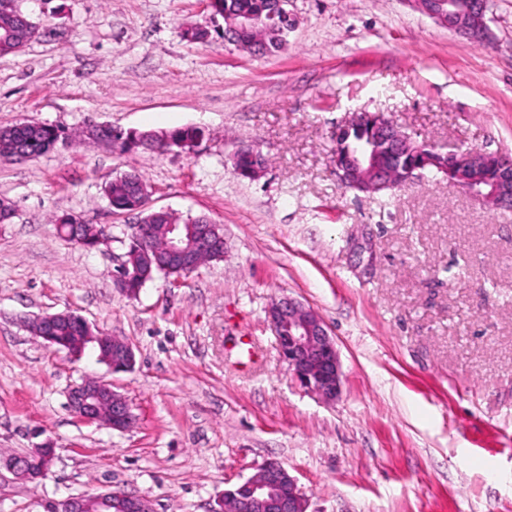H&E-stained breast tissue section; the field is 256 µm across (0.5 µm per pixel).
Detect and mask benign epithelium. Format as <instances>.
<instances>
[{
    "instance_id": "1",
    "label": "benign epithelium",
    "mask_w": 512,
    "mask_h": 512,
    "mask_svg": "<svg viewBox=\"0 0 512 512\" xmlns=\"http://www.w3.org/2000/svg\"><path fill=\"white\" fill-rule=\"evenodd\" d=\"M414 7L437 24L458 35L476 40L486 33L485 17L490 0H410ZM242 30L256 33L258 54L266 48L265 36L271 32L270 22L253 15L226 17L224 36ZM371 126L377 137L391 150L395 167L375 162L374 146H365L348 163L334 159L336 176L341 184L359 192L375 194L386 189L423 178L425 164H404L408 155L419 154L423 147L409 134L377 113L357 112L342 128ZM447 163L444 175L457 174L462 189L472 200L493 210L512 207V156L507 153H487L474 149L445 152ZM155 233L153 224L133 226V241L142 245L143 264L150 268L182 272L195 270L204 258L224 250V231L221 225L169 224L166 227L167 245L157 251L145 247ZM70 312L46 314L37 318L35 331L47 345L65 349L81 357L86 348L98 351V359L114 372L134 366L135 353L125 341L93 331L85 319H80L84 336L75 345L63 344L56 336L58 325L71 321ZM283 360L300 384L324 401L336 399L341 388V365L334 339L321 318L302 302L282 297L268 309ZM68 405L74 415L86 424L100 425L123 431L134 420L127 401L112 385L100 379L88 378L71 387ZM55 460V450L44 444L32 452L5 460L4 466L14 474L29 480L44 476ZM50 512H151L148 502L122 490H110L94 495L78 494L60 503H53ZM224 512H307V500L296 480L277 461L262 463L256 474L241 484L237 491H224Z\"/></svg>"
}]
</instances>
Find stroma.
Returning a JSON list of instances; mask_svg holds the SVG:
<instances>
[{"label":"stroma","instance_id":"obj_1","mask_svg":"<svg viewBox=\"0 0 512 512\" xmlns=\"http://www.w3.org/2000/svg\"><path fill=\"white\" fill-rule=\"evenodd\" d=\"M39 27L0 56V126L71 130L87 118L164 131L191 149L119 153L98 143L0 161V512H45L119 488L153 512H215L226 489L280 462L308 512H512V209L445 180L344 190L337 126L381 113L443 148L512 154V0H492L474 42L411 0H290L287 47L255 57L188 26L224 27L206 0H15ZM256 146L264 175L240 176ZM143 176L150 205L224 228L223 260L134 298L114 274L137 214L103 186ZM102 227L95 248L57 221ZM284 296L315 311L339 352V398L308 393L268 320ZM73 312L129 343L115 373L44 345L27 326ZM93 376L128 402L124 431L88 426L69 389ZM51 443L28 481L6 458Z\"/></svg>","mask_w":512,"mask_h":512}]
</instances>
